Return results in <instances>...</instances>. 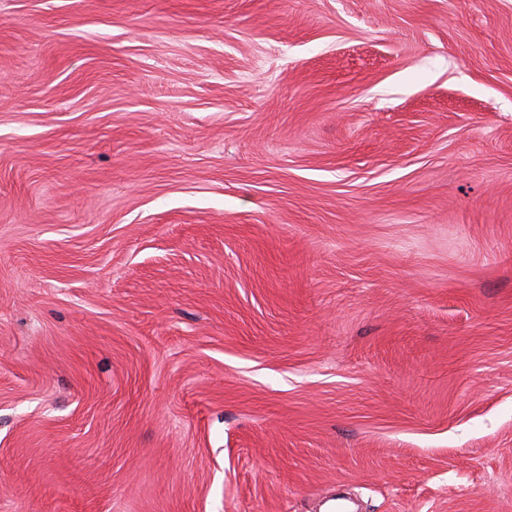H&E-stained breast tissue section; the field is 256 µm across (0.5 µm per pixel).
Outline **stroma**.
<instances>
[{
	"label": "stroma",
	"instance_id": "stroma-1",
	"mask_svg": "<svg viewBox=\"0 0 512 512\" xmlns=\"http://www.w3.org/2000/svg\"><path fill=\"white\" fill-rule=\"evenodd\" d=\"M512 512V0H0V512Z\"/></svg>",
	"mask_w": 512,
	"mask_h": 512
}]
</instances>
